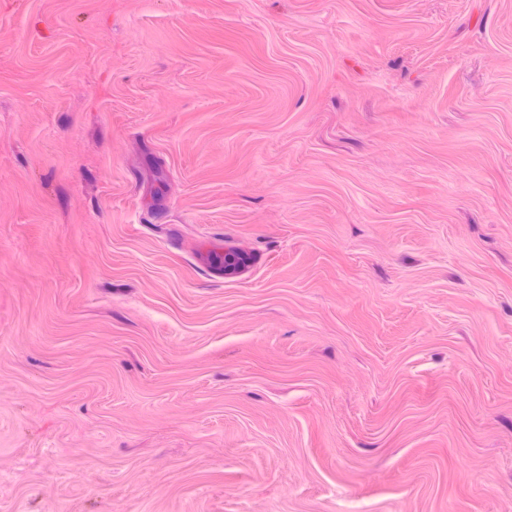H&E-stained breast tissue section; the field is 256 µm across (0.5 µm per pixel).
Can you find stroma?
<instances>
[{
	"label": "stroma",
	"mask_w": 512,
	"mask_h": 512,
	"mask_svg": "<svg viewBox=\"0 0 512 512\" xmlns=\"http://www.w3.org/2000/svg\"><path fill=\"white\" fill-rule=\"evenodd\" d=\"M0 512H512V0H0Z\"/></svg>",
	"instance_id": "1"
}]
</instances>
